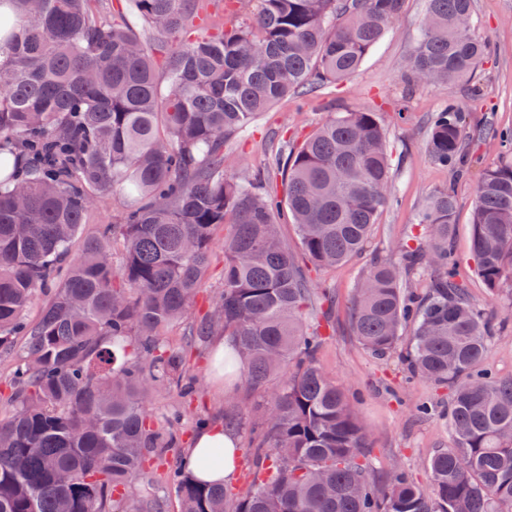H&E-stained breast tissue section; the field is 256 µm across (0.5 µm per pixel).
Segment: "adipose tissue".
Instances as JSON below:
<instances>
[{"instance_id":"adipose-tissue-1","label":"adipose tissue","mask_w":512,"mask_h":512,"mask_svg":"<svg viewBox=\"0 0 512 512\" xmlns=\"http://www.w3.org/2000/svg\"><path fill=\"white\" fill-rule=\"evenodd\" d=\"M223 449L222 459H211V449ZM238 439L223 423L216 422L200 429L191 439L183 457L188 472L211 482L231 483L237 473Z\"/></svg>"}]
</instances>
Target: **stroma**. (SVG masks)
<instances>
[{"instance_id":"obj_1","label":"stroma","mask_w":512,"mask_h":512,"mask_svg":"<svg viewBox=\"0 0 512 512\" xmlns=\"http://www.w3.org/2000/svg\"><path fill=\"white\" fill-rule=\"evenodd\" d=\"M426 6L427 0H405L401 13L352 77L309 97L291 95L279 100L224 145L226 172L241 176L267 165L278 144L300 143L336 113L371 108L381 114L393 158L394 206L380 213L360 257L329 270L309 262L304 265L313 287L331 289L336 295L331 312L334 332L321 346L319 364L328 378L353 395L352 409L368 431L365 454L371 477L380 489L386 486L387 469L396 463L409 471L419 486L430 487L427 458L454 443L446 419L448 390L410 376L399 354L378 359L364 350L353 333L351 303L372 258L396 263L402 243L413 237L427 241L424 227L417 223L418 215L426 198L440 188L450 185L455 189L452 240L458 277L467 284L472 302L494 324L483 366L498 376H512V294L490 295L476 277L470 224L476 185L484 169L512 164V154L500 153L490 140L471 143L468 172L458 178L434 163L426 150L432 117L452 102L464 112L467 129L485 122L512 129V0H473V31L489 41L490 52L471 79L417 87L409 82L405 66L422 35ZM229 231L226 225L216 229L209 271L191 309L183 321L165 333L166 342L183 351L197 389L185 398L173 388L159 385L147 397V410L153 419L162 421L175 412L181 415L176 427L179 451L147 468L132 486L133 493L145 500L163 499L165 512H180L167 474L180 467L181 451L188 447L202 417H239L240 465L234 489H246L252 464V430L263 424L288 376L283 368L263 388L254 389L241 381L227 388L212 370L209 341L190 335L195 323L214 312L224 293V239ZM422 402L434 405L432 415H419L416 407Z\"/></svg>"}]
</instances>
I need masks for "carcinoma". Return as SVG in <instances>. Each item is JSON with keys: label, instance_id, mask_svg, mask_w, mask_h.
<instances>
[{"label": "carcinoma", "instance_id": "1", "mask_svg": "<svg viewBox=\"0 0 512 512\" xmlns=\"http://www.w3.org/2000/svg\"><path fill=\"white\" fill-rule=\"evenodd\" d=\"M0 349L24 340L0 421V512H162L131 490L176 447L180 415L157 426L144 400L157 384L189 396L184 356L163 340L185 318L207 274L213 231L224 224V295L194 336H231L244 382L264 386L292 367L267 417V450L227 508L224 485L178 468L180 512H512V377L481 364L493 327L457 278L452 188L428 197V244L401 245L404 268L376 259L352 306L361 346L394 353L413 326L410 372L448 386L454 446L427 459L431 490L399 466L377 490L366 429L344 390L316 362L332 328L313 315L312 286L279 235L286 212L312 263L358 257L393 203L392 163L380 113H339L273 163L278 198L259 191L264 169L224 170V141L277 101L353 75L405 0H257L249 23L208 10L214 0H130L137 23L102 0H0ZM408 60L417 85L467 79L488 42L470 33L472 0H428ZM467 132L457 104L432 121L428 152L459 169ZM118 219L71 246L102 194ZM120 241L123 263L112 265ZM471 244L492 296L512 283V165L485 169ZM433 268L425 292L401 270ZM51 290L26 317L36 290Z\"/></svg>", "mask_w": 512, "mask_h": 512}]
</instances>
